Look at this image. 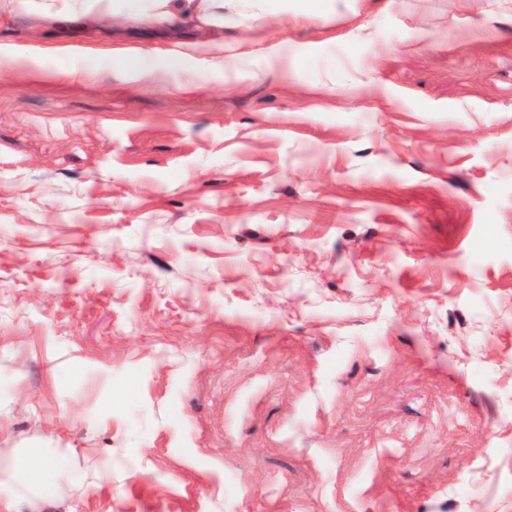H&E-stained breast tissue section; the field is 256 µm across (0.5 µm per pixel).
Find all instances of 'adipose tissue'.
<instances>
[{"label": "adipose tissue", "instance_id": "1", "mask_svg": "<svg viewBox=\"0 0 512 512\" xmlns=\"http://www.w3.org/2000/svg\"><path fill=\"white\" fill-rule=\"evenodd\" d=\"M42 0L38 17L50 32H64L75 22L95 25L112 16L141 25L190 18L200 25L220 27L227 11L237 0ZM53 468L42 449L28 448L15 453L0 452V512H18L27 505L29 512H42L50 491L47 474Z\"/></svg>", "mask_w": 512, "mask_h": 512}]
</instances>
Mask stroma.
Listing matches in <instances>:
<instances>
[{
    "label": "stroma",
    "instance_id": "stroma-1",
    "mask_svg": "<svg viewBox=\"0 0 512 512\" xmlns=\"http://www.w3.org/2000/svg\"><path fill=\"white\" fill-rule=\"evenodd\" d=\"M1 48L0 448L96 475L43 512H512V0Z\"/></svg>",
    "mask_w": 512,
    "mask_h": 512
}]
</instances>
